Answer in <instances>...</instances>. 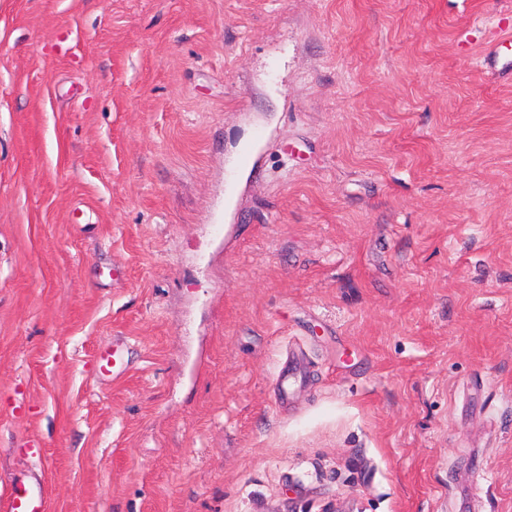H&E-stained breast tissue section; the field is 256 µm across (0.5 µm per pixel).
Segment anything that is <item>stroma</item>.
<instances>
[{
    "mask_svg": "<svg viewBox=\"0 0 512 512\" xmlns=\"http://www.w3.org/2000/svg\"><path fill=\"white\" fill-rule=\"evenodd\" d=\"M506 36L512 0H0V492L512 512Z\"/></svg>",
    "mask_w": 512,
    "mask_h": 512,
    "instance_id": "obj_1",
    "label": "stroma"
}]
</instances>
